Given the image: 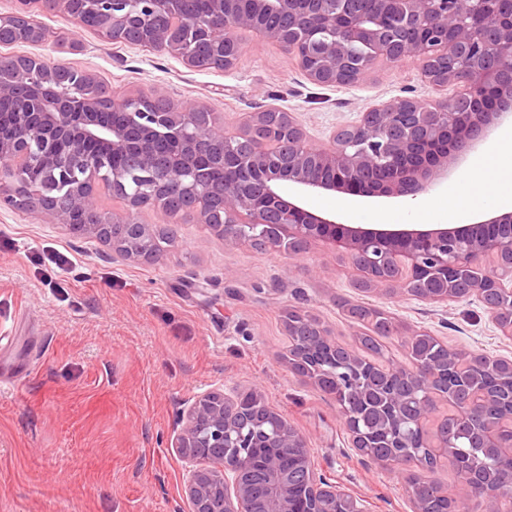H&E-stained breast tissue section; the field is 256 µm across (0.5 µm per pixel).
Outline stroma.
<instances>
[{
    "mask_svg": "<svg viewBox=\"0 0 512 512\" xmlns=\"http://www.w3.org/2000/svg\"><path fill=\"white\" fill-rule=\"evenodd\" d=\"M46 38L10 46L93 72L115 100L140 93L186 101L238 126L247 113H292L324 139L369 107L429 99L418 65L380 62L361 81L312 84L276 44L246 34L228 69H194L180 58L105 41L66 17L39 12ZM354 227H442L412 218L405 199L343 193L304 200ZM158 260L120 257L96 238L76 237L38 215L0 209V512H187L184 465L166 442L179 412L207 390L261 387L306 438L319 473L362 499L367 512H411L397 471L351 448L336 403L291 371L285 317L299 309L334 341L357 350L370 329L349 307L383 309L395 333L384 357L407 360L401 343L425 330L448 346L512 359L485 308H440L359 288L347 259L316 242L297 255L212 236L186 220ZM72 259L60 270L56 253Z\"/></svg>",
    "mask_w": 512,
    "mask_h": 512,
    "instance_id": "35a3bbf8",
    "label": "stroma"
}]
</instances>
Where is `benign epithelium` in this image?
<instances>
[{
  "instance_id": "1",
  "label": "benign epithelium",
  "mask_w": 512,
  "mask_h": 512,
  "mask_svg": "<svg viewBox=\"0 0 512 512\" xmlns=\"http://www.w3.org/2000/svg\"><path fill=\"white\" fill-rule=\"evenodd\" d=\"M512 0H373V20L360 22L355 0H210V14L187 24L206 42L199 59L171 22L178 0H17L0 15V35L17 43L45 40L33 19L40 4L74 21L89 12L97 33L114 42L181 57L198 69L229 68L253 33L278 44L318 86L362 80L373 64L353 46L372 48L389 62L417 64L437 93L429 100L397 98L370 107L359 121L312 142L289 113L252 112L236 131L200 107L147 95L113 102L125 116L104 121L105 103L95 77L35 56L0 54V98L20 86L31 89L12 124L0 127V208L34 211L49 224L93 236L116 252L130 238L152 258L155 231L137 221L151 207L178 224L193 215L225 240L258 243L297 254L323 242L350 261L361 287L389 297L404 294L431 304L481 302L512 340V210L494 209L480 220L452 228L352 227L286 200L280 184L305 193L333 191L365 198L411 197L447 179L463 156L512 121V67H490L488 54L512 61ZM288 19L271 29L268 16ZM453 87V96L446 90ZM247 142L243 155H231ZM224 167L228 178L214 189L202 160ZM120 188L125 209L104 215L99 187ZM84 223H73V215ZM288 363L320 385L318 361L336 364V378L355 397L346 421L351 447L391 449L404 481L448 462L461 430L481 448L512 457V359L448 347L438 337L434 356L416 351L415 331L405 339L409 364L371 360L330 340L316 319L290 316ZM448 414L436 418L440 406ZM181 428L167 447L189 463L184 496L190 512H297L294 492L307 489L305 512H364L360 500L327 482L311 460L303 435L254 386L230 398L212 390L197 395L178 418ZM436 422L435 432L428 425ZM258 448H277L259 456ZM412 448L424 452L414 454ZM459 495L479 502L480 512H501L512 491V469L491 479L456 467Z\"/></svg>"
}]
</instances>
